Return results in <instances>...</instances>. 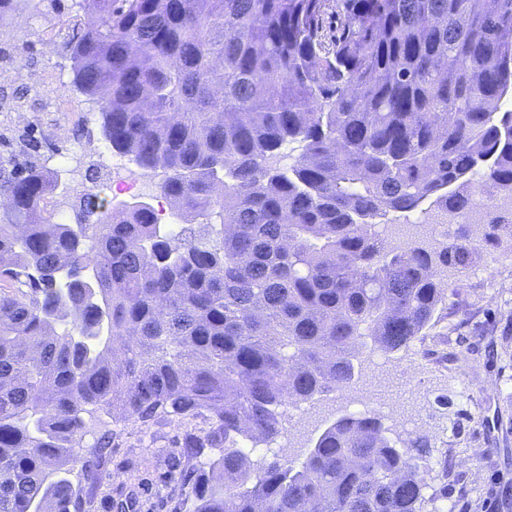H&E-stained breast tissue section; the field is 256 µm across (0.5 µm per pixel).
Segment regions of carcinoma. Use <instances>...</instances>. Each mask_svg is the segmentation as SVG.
<instances>
[{"label":"carcinoma","instance_id":"obj_1","mask_svg":"<svg viewBox=\"0 0 512 512\" xmlns=\"http://www.w3.org/2000/svg\"><path fill=\"white\" fill-rule=\"evenodd\" d=\"M78 7L73 90L112 151L171 171L161 195L197 225L99 191L57 222L53 169H0V512H90L116 437L102 409L146 429L209 417L182 438L192 458L220 449L180 480L189 512H420L428 440L368 413L258 471L239 439L275 438L288 401L426 335L438 268L474 263L466 224L434 247L373 227L512 198V0ZM483 225L512 241V218Z\"/></svg>","mask_w":512,"mask_h":512}]
</instances>
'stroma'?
Listing matches in <instances>:
<instances>
[{"label": "stroma", "instance_id": "1", "mask_svg": "<svg viewBox=\"0 0 512 512\" xmlns=\"http://www.w3.org/2000/svg\"><path fill=\"white\" fill-rule=\"evenodd\" d=\"M23 0L0 39L10 43L16 62L52 71L60 78L56 93L71 100V112H46L39 98L26 95L22 110L30 120L14 126V115L0 112V166L21 168L35 162L54 168L60 156L72 159L71 172L54 194L56 216L71 219L72 206L91 187L88 168L99 165L100 108L72 91L70 62L60 43L46 44L44 29ZM499 264H492V257ZM448 298L437 326L408 348L391 353L393 361L422 382L421 390L392 381L395 406L419 410L424 424L417 435L430 443L421 470L431 472L421 512H512V244H483L466 275L442 273ZM299 425H285L279 442L291 443L292 458H304L318 435L344 413V406L321 401L309 405ZM118 433L102 464L92 512H173L172 490L184 450L183 426L164 421L141 430L129 421L113 424Z\"/></svg>", "mask_w": 512, "mask_h": 512}]
</instances>
